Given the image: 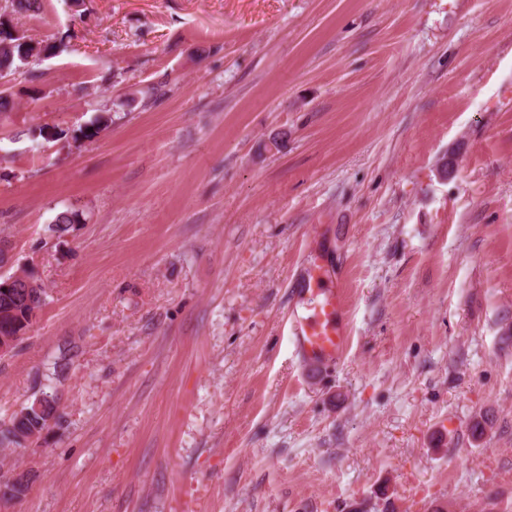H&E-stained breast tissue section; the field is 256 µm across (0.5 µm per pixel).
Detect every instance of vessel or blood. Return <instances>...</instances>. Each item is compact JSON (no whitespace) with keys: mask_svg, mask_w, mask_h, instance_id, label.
<instances>
[{"mask_svg":"<svg viewBox=\"0 0 512 512\" xmlns=\"http://www.w3.org/2000/svg\"><path fill=\"white\" fill-rule=\"evenodd\" d=\"M293 292L288 334L302 362L312 369L337 363L350 340L348 311L339 277L322 245L312 247Z\"/></svg>","mask_w":512,"mask_h":512,"instance_id":"vessel-or-blood-1","label":"vessel or blood"}]
</instances>
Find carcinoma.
<instances>
[{"mask_svg": "<svg viewBox=\"0 0 512 512\" xmlns=\"http://www.w3.org/2000/svg\"><path fill=\"white\" fill-rule=\"evenodd\" d=\"M42 45L39 42L29 41L25 44L17 42L10 30L0 29V78L5 77L21 64L41 57ZM29 290L33 295L35 307L43 306L46 291L39 282L32 269H23L18 273L0 277V334L15 335L29 327L32 307L20 302L21 291ZM67 368L65 358L54 363L53 373L47 376V384L42 391V411L28 412L23 416L14 415L5 427L0 428V446H21L26 438L39 433L48 427V419L55 418L56 406L52 392V383L64 373ZM5 491L0 495L4 497H17L27 488V479L17 476L7 479L4 483Z\"/></svg>", "mask_w": 512, "mask_h": 512, "instance_id": "carcinoma-1", "label": "carcinoma"}]
</instances>
